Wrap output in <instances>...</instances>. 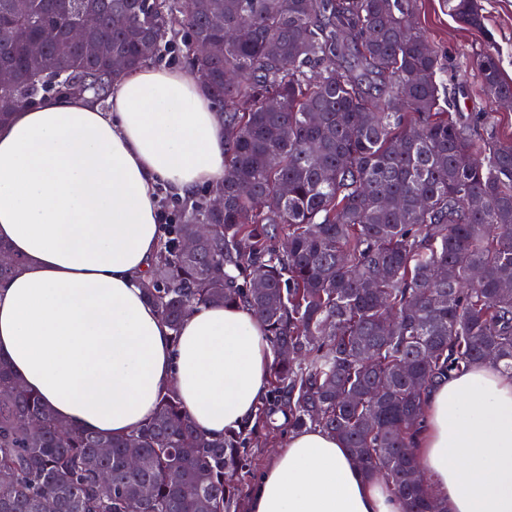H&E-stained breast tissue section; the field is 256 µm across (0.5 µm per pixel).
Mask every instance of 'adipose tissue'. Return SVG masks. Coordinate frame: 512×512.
<instances>
[{
    "label": "adipose tissue",
    "mask_w": 512,
    "mask_h": 512,
    "mask_svg": "<svg viewBox=\"0 0 512 512\" xmlns=\"http://www.w3.org/2000/svg\"><path fill=\"white\" fill-rule=\"evenodd\" d=\"M224 114L195 72L146 64L108 106L51 95L0 123V360L70 428L120 438L175 390L197 431L251 421L274 350L245 308L198 305L171 330L142 290L159 245L157 190L224 181ZM416 453L448 512H512V378L478 364L431 391ZM248 512H402L319 428L290 433Z\"/></svg>",
    "instance_id": "ef3b65f1"
}]
</instances>
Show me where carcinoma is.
Returning <instances> with one entry per match:
<instances>
[{"instance_id":"carcinoma-1","label":"carcinoma","mask_w":512,"mask_h":512,"mask_svg":"<svg viewBox=\"0 0 512 512\" xmlns=\"http://www.w3.org/2000/svg\"><path fill=\"white\" fill-rule=\"evenodd\" d=\"M199 2L0 0V67L15 73L0 122L54 93L108 102L107 58L69 40L83 20L128 69L147 62L140 41L182 42L224 110V211L186 202L142 288L175 332L197 304L254 312L276 352L268 394L252 423L209 437L170 391L114 439L64 427L0 363V512H241L278 413L335 435L404 512H444L416 457L427 393L474 364L512 376V144L449 112L444 67L409 23L416 0ZM448 10L484 29L478 0ZM45 29L56 38L28 53L22 35ZM476 69L489 99L512 98L493 51ZM199 222L211 230L190 258Z\"/></svg>"}]
</instances>
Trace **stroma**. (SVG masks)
Returning <instances> with one entry per match:
<instances>
[{"mask_svg":"<svg viewBox=\"0 0 512 512\" xmlns=\"http://www.w3.org/2000/svg\"><path fill=\"white\" fill-rule=\"evenodd\" d=\"M484 29L465 26L451 16L446 0H416L411 17L441 56L454 112L476 139L495 136L512 142V108L497 106L481 88L475 62L495 51L503 76L512 81V0H478Z\"/></svg>","mask_w":512,"mask_h":512,"instance_id":"stroma-1","label":"stroma"}]
</instances>
